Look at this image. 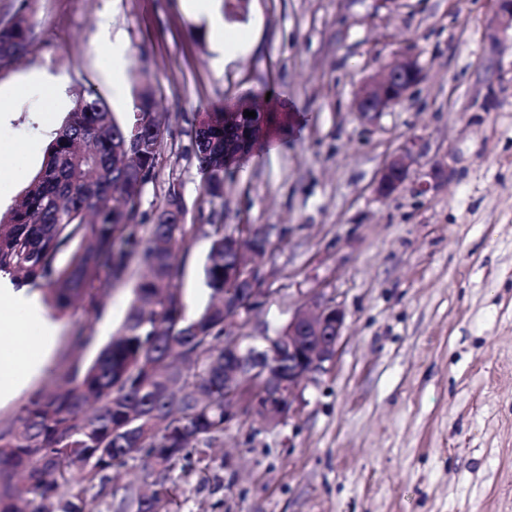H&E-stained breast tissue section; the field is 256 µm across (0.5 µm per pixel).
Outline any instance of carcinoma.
<instances>
[{
  "instance_id": "cac0c4a2",
  "label": "carcinoma",
  "mask_w": 512,
  "mask_h": 512,
  "mask_svg": "<svg viewBox=\"0 0 512 512\" xmlns=\"http://www.w3.org/2000/svg\"><path fill=\"white\" fill-rule=\"evenodd\" d=\"M30 0L0 19V53L25 55L35 39ZM155 93L137 87L131 109L115 117L95 89L74 109L46 149L21 203L0 217V276L41 288L58 311L81 303L98 313L132 264L144 267L126 318L64 386L35 395L0 428V512H175L179 481L198 470L224 437V272L246 276L235 298L239 315L252 300L254 258L267 238H254L238 258L224 246V225L187 224L180 190L170 187L153 224H143V194L156 177L163 139ZM192 146L211 199L224 195V109L193 127ZM210 239L203 273L208 302L190 312L172 282L180 253L197 233ZM93 322L77 327L76 350L94 340ZM138 465L145 490L109 487L111 472Z\"/></svg>"
}]
</instances>
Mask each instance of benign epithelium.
<instances>
[{"label":"benign epithelium","mask_w":512,"mask_h":512,"mask_svg":"<svg viewBox=\"0 0 512 512\" xmlns=\"http://www.w3.org/2000/svg\"><path fill=\"white\" fill-rule=\"evenodd\" d=\"M421 77L417 61L405 57L390 63L370 76L360 87L354 109L361 118L371 122L377 116L400 104ZM256 117H247L244 108L224 109V164L231 167L244 159L267 130V109L263 104L253 107ZM415 162L405 148L391 157L382 167L376 181V192L384 197L404 189L410 181ZM345 326V314L330 301L318 298L311 308L300 309L288 319V373L278 375L265 384L262 398L232 400L225 410L227 421L240 412L251 410L262 422L271 425L294 415V393L314 373L333 361ZM281 342L279 336H263L256 347L240 348V339L224 333V346L237 367L248 365L252 372H265Z\"/></svg>","instance_id":"obj_1"}]
</instances>
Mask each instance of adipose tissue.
<instances>
[{
  "label": "adipose tissue",
  "mask_w": 512,
  "mask_h": 512,
  "mask_svg": "<svg viewBox=\"0 0 512 512\" xmlns=\"http://www.w3.org/2000/svg\"><path fill=\"white\" fill-rule=\"evenodd\" d=\"M57 327L26 289L0 279V403L16 398L43 369Z\"/></svg>",
  "instance_id": "ef3b65f1"
}]
</instances>
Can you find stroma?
Instances as JSON below:
<instances>
[{
	"label": "stroma",
	"instance_id": "35a3bbf8",
	"mask_svg": "<svg viewBox=\"0 0 512 512\" xmlns=\"http://www.w3.org/2000/svg\"><path fill=\"white\" fill-rule=\"evenodd\" d=\"M495 9L496 0H249L224 27L246 49L218 69L209 19L182 0H34L35 42L0 71V90L14 93L0 121V172L16 147L37 172L83 89L120 115L149 83L165 131L144 223L176 186L187 223L253 224L269 240L255 261L262 304L231 331L274 335L320 297L346 315L334 360L296 393L298 414L268 426L240 413L209 449L206 474L183 479L180 512H512V31ZM406 56L422 81L365 122L353 108L358 89ZM41 73L63 81L64 106L51 104ZM246 92L287 98L292 132L258 146L213 200L192 126ZM406 144L413 185L439 165L451 178L424 194L412 185L378 195L381 167ZM209 247L200 233L180 255L176 286L192 310L208 298ZM132 288L112 289L80 352L71 336L83 307L52 312L56 346L43 372L0 404V426L96 356Z\"/></svg>",
	"mask_w": 512,
	"mask_h": 512
}]
</instances>
